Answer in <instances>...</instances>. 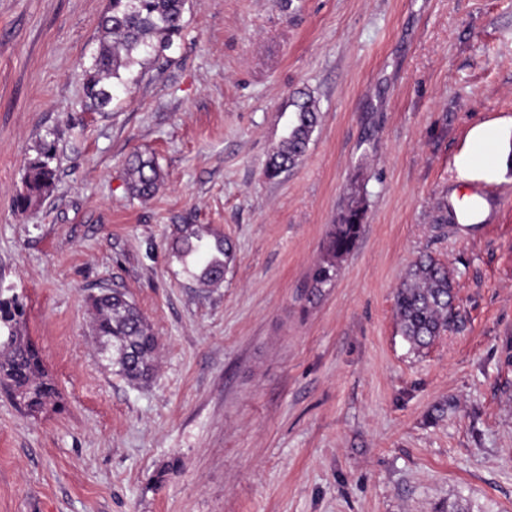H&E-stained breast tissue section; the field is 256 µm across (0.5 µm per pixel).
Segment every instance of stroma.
Here are the masks:
<instances>
[{"label":"stroma","mask_w":512,"mask_h":512,"mask_svg":"<svg viewBox=\"0 0 512 512\" xmlns=\"http://www.w3.org/2000/svg\"><path fill=\"white\" fill-rule=\"evenodd\" d=\"M109 5L0 0V285L60 393L30 414L0 388V512H512V164L458 167L476 126L512 147V0H187L172 48L86 112ZM302 93L320 123L268 179ZM45 139L53 188L17 211ZM137 150L162 169L146 200ZM353 195L361 236L306 301ZM181 224L231 239L219 286L172 257ZM422 254L457 317L417 354L394 293ZM115 288L159 340L146 387L90 333ZM160 178V167L153 155L136 154L129 161L127 188L135 198H146L154 193Z\"/></svg>","instance_id":"35a3bbf8"}]
</instances>
